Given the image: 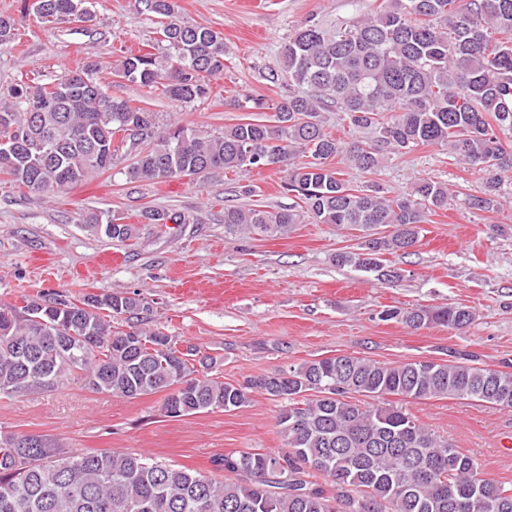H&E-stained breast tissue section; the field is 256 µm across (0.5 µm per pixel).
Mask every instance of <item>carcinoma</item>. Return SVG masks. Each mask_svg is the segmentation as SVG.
Segmentation results:
<instances>
[{"instance_id": "cac0c4a2", "label": "carcinoma", "mask_w": 512, "mask_h": 512, "mask_svg": "<svg viewBox=\"0 0 512 512\" xmlns=\"http://www.w3.org/2000/svg\"><path fill=\"white\" fill-rule=\"evenodd\" d=\"M24 7L42 24L91 16L87 0H37ZM167 19L160 29L167 53H128L113 75L147 89L134 106L104 91L97 63L49 83L23 82L0 104V175L46 196L64 194L112 167L119 147L132 155L131 182L162 183L188 175L218 176L250 169L284 173L282 188L304 208L224 209V228L285 236L294 224H336L367 232L357 251L336 264L372 274L382 284L401 280L386 256L411 250L428 216L448 209V186L418 179L387 197L372 183L358 188L336 168L379 173L392 155L420 145L446 148L480 175L469 207L494 211L506 198L512 144V0H389L373 15L356 16L326 32L312 20L298 25L282 49L288 81L304 88L279 102L252 100L274 111L270 124L247 122L210 133L166 120L148 108L156 90L177 103L209 99V78L224 73V38L177 17L175 0H142ZM0 16V47L16 37ZM336 107L352 128L373 138L344 146L327 132L320 112ZM149 224H188L181 212L149 208ZM91 227L128 240L132 225L111 212ZM389 226L386 235L374 232ZM122 319L128 330H112ZM382 321L413 329L429 325L462 331L474 321L464 306L389 307ZM150 323L138 293L56 292L0 303V393L53 386L81 372L98 393L136 399L166 393L167 416L231 411L260 392L280 403L278 453L232 451L215 461L218 479L133 452L67 451L22 435L0 442V512H512V487L491 481L477 491L481 467L403 406L356 403L376 399L453 397L512 408V372L471 360L387 365L339 355L282 368L244 382L213 373L218 358ZM316 393L308 398L306 393ZM321 475L325 482L315 481Z\"/></svg>"}]
</instances>
